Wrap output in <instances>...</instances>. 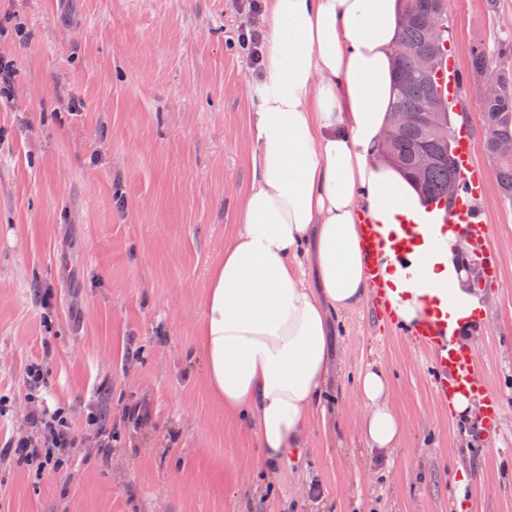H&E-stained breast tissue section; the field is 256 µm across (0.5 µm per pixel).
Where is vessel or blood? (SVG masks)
<instances>
[{"instance_id":"obj_1","label":"vessel or blood","mask_w":512,"mask_h":512,"mask_svg":"<svg viewBox=\"0 0 512 512\" xmlns=\"http://www.w3.org/2000/svg\"><path fill=\"white\" fill-rule=\"evenodd\" d=\"M457 161L461 171L460 196L452 210L436 211L427 224H404L394 242H387L378 225L363 224L362 236L372 258L368 272L376 282V298L386 317H393L391 301L385 288L380 287L378 259L386 251H393L397 263L406 269H413L416 257L415 245L420 238L436 239L456 225H463L464 237L484 250H491V235L484 212L477 205L482 184V173L475 163L473 142L467 131H460L456 148ZM414 344L425 354L437 371L435 394L441 404H448L458 394L485 393L486 385L480 375L476 357L466 345L448 339L439 321L425 319L415 324L409 332Z\"/></svg>"}]
</instances>
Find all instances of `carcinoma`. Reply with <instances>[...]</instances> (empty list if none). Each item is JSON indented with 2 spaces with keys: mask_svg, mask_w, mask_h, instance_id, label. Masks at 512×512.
<instances>
[{
  "mask_svg": "<svg viewBox=\"0 0 512 512\" xmlns=\"http://www.w3.org/2000/svg\"><path fill=\"white\" fill-rule=\"evenodd\" d=\"M446 0H404V14L409 20L401 24L398 45L421 48L429 39L428 20L445 9ZM500 92L482 103L484 150L493 160L500 197L512 201V155L496 152L500 143H512V67L503 66L492 74ZM395 107L407 112H421L436 104L448 112L453 109L437 95L434 80H418L411 74L409 62L395 58ZM453 123H448L447 138L435 136L419 123H412L393 132L385 143V151L393 163L415 182L421 199L427 204L448 201V174L457 168L452 152ZM427 153L433 162L425 171L419 170L420 156Z\"/></svg>",
  "mask_w": 512,
  "mask_h": 512,
  "instance_id": "1",
  "label": "carcinoma"
}]
</instances>
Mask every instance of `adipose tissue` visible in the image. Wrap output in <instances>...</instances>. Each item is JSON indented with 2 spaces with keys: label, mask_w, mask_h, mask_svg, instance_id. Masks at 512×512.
<instances>
[{
  "label": "adipose tissue",
  "mask_w": 512,
  "mask_h": 512,
  "mask_svg": "<svg viewBox=\"0 0 512 512\" xmlns=\"http://www.w3.org/2000/svg\"><path fill=\"white\" fill-rule=\"evenodd\" d=\"M400 12V0H267L263 70L250 89L252 183L210 273L198 350L211 396L248 422L272 462L305 447L311 417L325 410L333 320L370 294L362 224L390 231L423 211L380 156ZM418 250L424 292L382 260L397 318L413 325L455 296L448 331L470 343L460 323L482 304L460 252L428 239ZM357 389L367 447L391 454L403 428L385 371L361 370Z\"/></svg>",
  "instance_id": "ef3b65f1"
}]
</instances>
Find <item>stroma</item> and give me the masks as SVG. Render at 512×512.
Segmentation results:
<instances>
[{
    "mask_svg": "<svg viewBox=\"0 0 512 512\" xmlns=\"http://www.w3.org/2000/svg\"><path fill=\"white\" fill-rule=\"evenodd\" d=\"M447 14L461 70L478 43L489 68L512 65V0ZM247 22L235 0H0V437L28 433L39 360L78 436L67 480L0 459V512H512V202L482 147L479 84L459 96L498 265L473 350L499 430L475 434L435 401L432 366L371 301L335 324L330 412L306 447L265 461L211 399L196 340L252 180ZM373 363L404 426L384 459L360 432L356 379Z\"/></svg>",
    "mask_w": 512,
    "mask_h": 512,
    "instance_id": "1",
    "label": "stroma"
}]
</instances>
